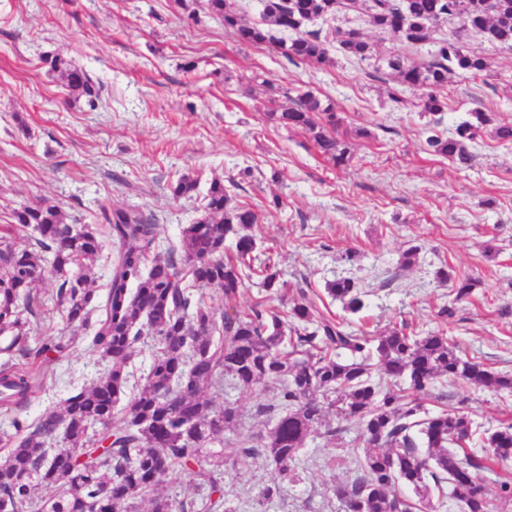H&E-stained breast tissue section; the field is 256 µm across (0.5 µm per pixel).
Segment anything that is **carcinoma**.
Returning a JSON list of instances; mask_svg holds the SVG:
<instances>
[{"label": "carcinoma", "mask_w": 512, "mask_h": 512, "mask_svg": "<svg viewBox=\"0 0 512 512\" xmlns=\"http://www.w3.org/2000/svg\"><path fill=\"white\" fill-rule=\"evenodd\" d=\"M356 2L262 0V22L253 25L245 22L235 0H205V7L241 43L268 45L293 65L324 67L333 59L321 31L303 26ZM508 2L507 9L490 13L482 0H363L372 26L413 47L436 42L426 62L399 55L384 59L398 84L390 98L405 107L406 92L424 90L418 106L433 116L425 151L459 169L471 167L469 144L487 126L506 145L512 143V124L474 111L452 135L438 130L440 115L448 110V74L460 70L486 76L491 63L460 37L436 41L432 32L456 18L461 31L512 51ZM337 43L347 56L373 57L372 45L356 29L337 30ZM45 63L74 99L97 107L101 86L90 74L59 56ZM269 118L307 132L335 166L352 161L348 145L336 136L342 117L331 99L303 91L293 106ZM99 212L100 223L80 224L58 205L40 201L13 209L14 223L0 225V416L13 428L0 437L7 449L0 459V512L5 506L8 512H130L135 500L153 493L177 468L208 494L198 501L155 497L150 512H236L224 507V459L215 446L224 444V431L237 428L238 409L227 404L217 410L204 396L207 389H224L226 380L243 390L277 386L276 402L262 408L277 413L273 428L265 435L241 436L238 456L263 457L281 474L291 471L308 437L332 439L352 424L360 429L359 474L335 489L346 512H419L430 503L431 490L441 493L446 486L463 512H490L491 498L512 499L511 476L491 488L478 474L482 461L451 449L477 439L493 449L495 459L506 461L512 458V423L480 432L467 416L430 412L420 401L442 380L512 391V375L461 355L438 332L419 336L393 328L374 337L353 330L343 320L320 315L303 293L286 312L268 306L267 295L287 283L271 255L256 254L251 229L257 214L234 202L220 179L210 182L201 213L182 227L179 244H167L163 253L158 248L164 227L155 215L105 203ZM30 228L38 234L34 243L15 247L16 234ZM106 239L112 244L111 277L99 294L89 286L86 270L101 257ZM228 240L235 245L231 256L224 255ZM47 264L55 277L54 305L107 367L90 386L73 388L61 409L31 420L29 404L74 341L55 335L39 338L34 347L28 344L32 334L42 332L33 322L43 305L34 290ZM438 275L452 283L456 302L477 286L476 280L445 269ZM253 278L266 296L241 312V289ZM206 286L223 291L224 309L197 292ZM327 290L350 314L367 307L351 278L330 282ZM145 334L154 339L156 352L126 413L115 420L113 411L129 389L128 366ZM375 365L389 382H373ZM328 413L337 426L326 420ZM402 484L413 488L418 501L401 493ZM39 485L55 487L59 494L40 502L34 495Z\"/></svg>", "instance_id": "obj_1"}]
</instances>
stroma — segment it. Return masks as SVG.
I'll return each instance as SVG.
<instances>
[{"label": "stroma", "mask_w": 512, "mask_h": 512, "mask_svg": "<svg viewBox=\"0 0 512 512\" xmlns=\"http://www.w3.org/2000/svg\"><path fill=\"white\" fill-rule=\"evenodd\" d=\"M316 27L332 49V64L322 68L238 42L206 9L187 20L173 0H0V225L11 223L19 204L42 199L93 224L98 202L107 201L154 213L175 239L198 217L210 181L232 180L235 200L260 214L252 229L259 252L273 256L288 283L270 305L285 310L305 294L322 313L373 336L403 325L442 329L467 356L512 374V145L482 133L465 170L428 154L426 117L414 105L397 107L388 96L390 70L345 56L336 32L359 30L380 56L423 61L429 46L409 47L355 11ZM464 42L490 59L491 73L449 74L448 134L476 108L512 122V51L473 33ZM47 55L99 79L97 108L70 97L44 64ZM296 87L335 101L343 117L338 134L354 154L350 165L333 167L305 131L270 120ZM358 127L373 130L374 139L355 137ZM184 175L198 180V190L173 199L171 187ZM412 245L421 248L416 265L400 268ZM350 252L356 261L347 260ZM445 266L477 278L465 301L454 302L450 284L437 279ZM342 277L365 292L362 316H347L328 293L327 283ZM446 307L451 315H443ZM103 370L95 351L75 344L30 403L29 418L59 407L71 388ZM275 393L271 386L207 393L215 408L229 402L241 415L238 431L224 434L226 499L236 512H343L334 488L359 471L357 427L331 441L308 438L293 482H281L265 459H237L239 433L273 427L261 408ZM422 401L485 430L512 423L510 392L444 382ZM277 482L281 495L259 503L260 492Z\"/></svg>", "instance_id": "stroma-1"}]
</instances>
